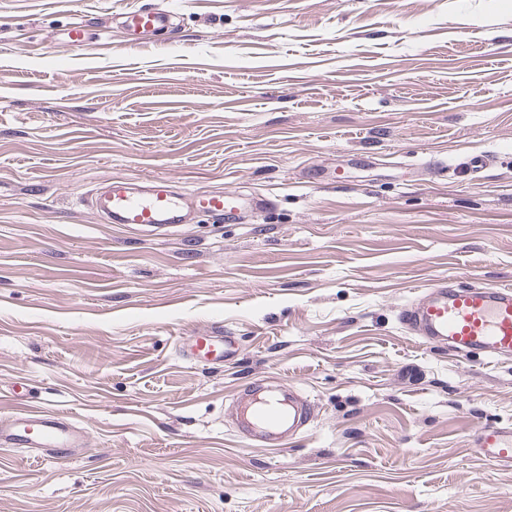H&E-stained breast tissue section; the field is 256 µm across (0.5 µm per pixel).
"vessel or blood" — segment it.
Here are the masks:
<instances>
[{
  "mask_svg": "<svg viewBox=\"0 0 512 512\" xmlns=\"http://www.w3.org/2000/svg\"><path fill=\"white\" fill-rule=\"evenodd\" d=\"M131 35V46L168 27L171 14L159 9H134L122 16ZM90 208L108 223L137 227H171L184 223L186 212L196 209L223 215L235 207L233 196L174 190L152 185L149 193L133 192L129 178L114 177L105 191L91 195ZM404 325L426 343H444L464 356L476 355L494 363L512 356V287L470 286L449 288L437 283L402 314ZM185 354L197 361L221 364L234 357L237 347L229 336H196L185 346ZM311 414L308 402L297 391H268L252 403L242 428L252 437L272 440L284 425H295ZM477 451L492 465L512 468V427L486 424L474 434ZM83 439L67 418L48 410L27 409L13 413L0 423V446L32 448L64 458L82 447Z\"/></svg>",
  "mask_w": 512,
  "mask_h": 512,
  "instance_id": "1",
  "label": "vessel or blood"
}]
</instances>
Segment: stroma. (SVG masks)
I'll return each instance as SVG.
<instances>
[{
    "label": "stroma",
    "mask_w": 512,
    "mask_h": 512,
    "mask_svg": "<svg viewBox=\"0 0 512 512\" xmlns=\"http://www.w3.org/2000/svg\"><path fill=\"white\" fill-rule=\"evenodd\" d=\"M137 8L174 26L130 50ZM117 176L242 217L109 224ZM441 279L512 287V0H0V418L84 437L0 447V512H512L472 443L512 358L401 318ZM219 330L232 360L183 356ZM264 382L312 404L279 448L235 424ZM83 445L67 418L48 410H20L5 424L0 422V446L42 448L51 457L64 458Z\"/></svg>",
    "instance_id": "35a3bbf8"
}]
</instances>
